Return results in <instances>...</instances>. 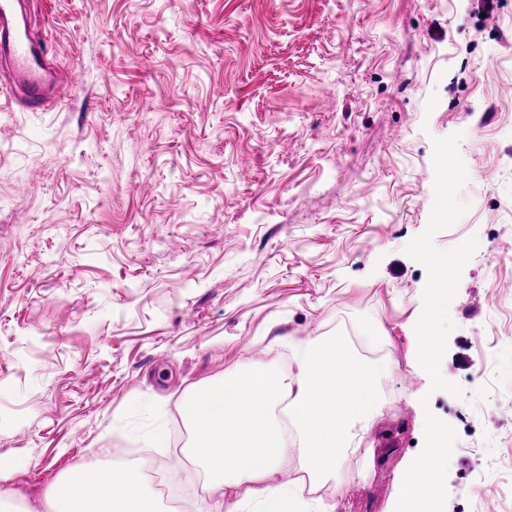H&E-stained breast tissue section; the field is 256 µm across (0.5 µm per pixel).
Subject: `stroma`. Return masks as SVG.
<instances>
[{"label": "stroma", "mask_w": 512, "mask_h": 512, "mask_svg": "<svg viewBox=\"0 0 512 512\" xmlns=\"http://www.w3.org/2000/svg\"><path fill=\"white\" fill-rule=\"evenodd\" d=\"M24 6L81 79L0 107V512H43L67 472L124 455L182 467V512H208L185 397L344 331L392 371L316 490L329 512H394L429 412L457 433L446 512H512V0ZM457 132L469 209L434 242H479L440 365L459 398L408 350L428 273L404 252L433 141Z\"/></svg>", "instance_id": "35a3bbf8"}]
</instances>
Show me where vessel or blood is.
<instances>
[{
    "mask_svg": "<svg viewBox=\"0 0 512 512\" xmlns=\"http://www.w3.org/2000/svg\"><path fill=\"white\" fill-rule=\"evenodd\" d=\"M14 0H0V56L7 57L14 75L12 84L0 88L7 104L22 111L44 108L48 100L64 101L70 80L47 84L41 68L46 42L14 19Z\"/></svg>",
    "mask_w": 512,
    "mask_h": 512,
    "instance_id": "obj_1",
    "label": "vessel or blood"
}]
</instances>
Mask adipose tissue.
Instances as JSON below:
<instances>
[{"label":"adipose tissue","mask_w":512,"mask_h":512,"mask_svg":"<svg viewBox=\"0 0 512 512\" xmlns=\"http://www.w3.org/2000/svg\"><path fill=\"white\" fill-rule=\"evenodd\" d=\"M390 374L385 360L358 354L349 336H315L299 345L287 373L230 375L192 391L183 413L189 457L204 491L221 493L213 512H323L303 497L282 461L296 456L311 485L335 480L367 426ZM121 495H113L114 486ZM48 512H154L139 467L93 464L58 483Z\"/></svg>","instance_id":"adipose-tissue-1"}]
</instances>
